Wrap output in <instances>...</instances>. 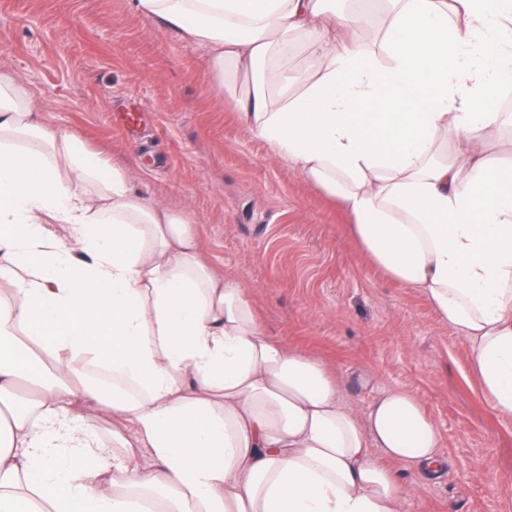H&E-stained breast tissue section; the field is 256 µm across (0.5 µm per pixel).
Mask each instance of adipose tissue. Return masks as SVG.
<instances>
[{
    "instance_id": "1",
    "label": "adipose tissue",
    "mask_w": 512,
    "mask_h": 512,
    "mask_svg": "<svg viewBox=\"0 0 512 512\" xmlns=\"http://www.w3.org/2000/svg\"><path fill=\"white\" fill-rule=\"evenodd\" d=\"M328 2L131 0L217 81L256 71L245 129L467 340L510 418L512 165L490 164L480 137L512 132L489 107L512 84V0H389L377 47ZM297 37L322 65L271 106L288 78L258 66ZM132 183L0 72V512H403L394 463L442 466L420 402L393 390L356 412L323 363L267 335L242 280L210 270L194 220ZM92 365L112 391L85 382ZM22 382L37 395L19 399ZM82 401L119 421L111 445Z\"/></svg>"
}]
</instances>
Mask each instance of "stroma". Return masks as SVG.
<instances>
[{
	"label": "stroma",
	"instance_id": "obj_1",
	"mask_svg": "<svg viewBox=\"0 0 512 512\" xmlns=\"http://www.w3.org/2000/svg\"><path fill=\"white\" fill-rule=\"evenodd\" d=\"M0 71L36 95L47 126L192 215L212 271L241 279L266 333L326 365L353 407L390 389L420 401L446 465L427 477L395 464L404 512H512V418L471 372L467 341L371 260L337 201L244 128L249 76L217 84L199 51L129 0H0Z\"/></svg>",
	"mask_w": 512,
	"mask_h": 512
}]
</instances>
